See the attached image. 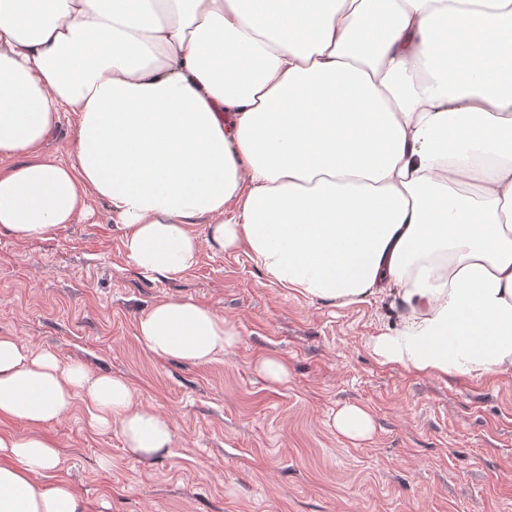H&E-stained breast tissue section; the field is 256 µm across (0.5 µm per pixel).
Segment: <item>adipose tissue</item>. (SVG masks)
<instances>
[{
	"mask_svg": "<svg viewBox=\"0 0 512 512\" xmlns=\"http://www.w3.org/2000/svg\"><path fill=\"white\" fill-rule=\"evenodd\" d=\"M76 117L72 163L46 152ZM0 234L106 204L131 265L175 278L245 249L312 300L377 302L383 363L512 374V0H0ZM137 339L206 365L234 323L185 298ZM83 399L148 459L174 425L129 383L0 336V512H90L42 428Z\"/></svg>",
	"mask_w": 512,
	"mask_h": 512,
	"instance_id": "adipose-tissue-1",
	"label": "adipose tissue"
}]
</instances>
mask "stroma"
<instances>
[{
  "label": "stroma",
  "instance_id": "35a3bbf8",
  "mask_svg": "<svg viewBox=\"0 0 512 512\" xmlns=\"http://www.w3.org/2000/svg\"><path fill=\"white\" fill-rule=\"evenodd\" d=\"M46 241L0 235V335L127 380L175 436L152 459L97 432L76 399L43 435L60 450L47 480H69L109 512H512V375L421 376L384 364L370 337L393 324L378 303L311 301L272 283L244 250L201 245L174 279L132 266L102 201ZM191 298L232 321L239 342L204 366L161 359L136 338L157 302ZM276 355L286 383L257 362ZM365 407L370 438L331 425ZM258 372L269 382L281 384L288 380V365L277 356H266L257 365Z\"/></svg>",
  "mask_w": 512,
  "mask_h": 512
}]
</instances>
